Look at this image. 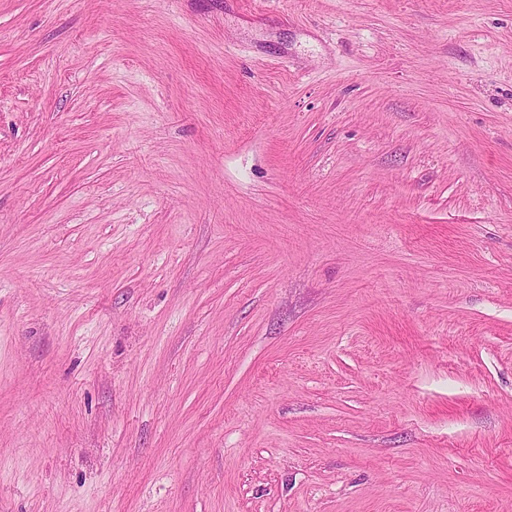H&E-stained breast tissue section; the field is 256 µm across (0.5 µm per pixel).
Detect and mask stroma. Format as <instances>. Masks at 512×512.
Instances as JSON below:
<instances>
[{
  "instance_id": "stroma-1",
  "label": "stroma",
  "mask_w": 512,
  "mask_h": 512,
  "mask_svg": "<svg viewBox=\"0 0 512 512\" xmlns=\"http://www.w3.org/2000/svg\"><path fill=\"white\" fill-rule=\"evenodd\" d=\"M0 512H512V0H0Z\"/></svg>"
}]
</instances>
